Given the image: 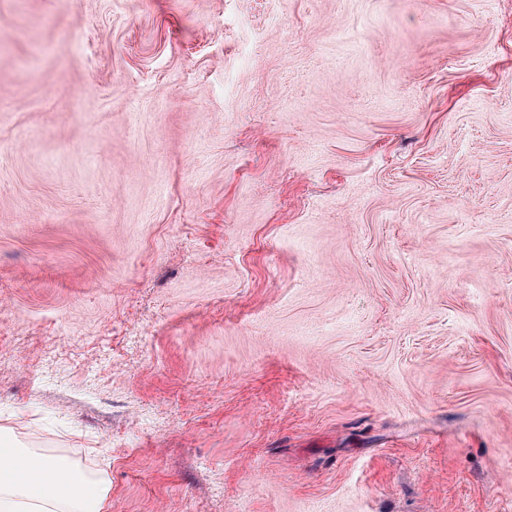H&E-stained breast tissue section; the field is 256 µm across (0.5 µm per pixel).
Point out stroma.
<instances>
[{"mask_svg":"<svg viewBox=\"0 0 512 512\" xmlns=\"http://www.w3.org/2000/svg\"><path fill=\"white\" fill-rule=\"evenodd\" d=\"M106 512H512V0H0V429Z\"/></svg>","mask_w":512,"mask_h":512,"instance_id":"obj_1","label":"stroma"}]
</instances>
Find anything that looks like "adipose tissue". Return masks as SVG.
<instances>
[{
  "label": "adipose tissue",
  "mask_w": 512,
  "mask_h": 512,
  "mask_svg": "<svg viewBox=\"0 0 512 512\" xmlns=\"http://www.w3.org/2000/svg\"><path fill=\"white\" fill-rule=\"evenodd\" d=\"M109 490L70 457L0 446V512H104Z\"/></svg>",
  "instance_id": "adipose-tissue-1"
}]
</instances>
